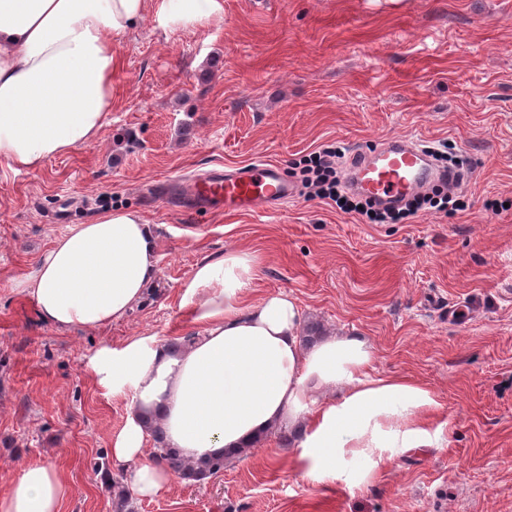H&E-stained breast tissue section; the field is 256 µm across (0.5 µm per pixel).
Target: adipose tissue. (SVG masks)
Listing matches in <instances>:
<instances>
[{"label": "adipose tissue", "mask_w": 512, "mask_h": 512, "mask_svg": "<svg viewBox=\"0 0 512 512\" xmlns=\"http://www.w3.org/2000/svg\"><path fill=\"white\" fill-rule=\"evenodd\" d=\"M148 0H0V159L38 170L97 141L112 105L116 48ZM218 0H167L159 20L191 24ZM155 233L140 211L117 209L56 237L19 286L51 327L99 329L123 320L156 284ZM257 260L236 249L199 262L181 297L197 330L179 351L151 336L104 345L85 370L102 389L129 392L112 460L131 465L142 498L171 476L149 450L190 462L219 458L276 429L304 427L299 462L319 484L359 488L378 462L432 447L425 385L371 375L363 337L332 334L306 345L300 308L286 292L251 304ZM71 488L53 466L24 464L0 512H61Z\"/></svg>", "instance_id": "adipose-tissue-1"}]
</instances>
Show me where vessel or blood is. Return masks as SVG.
<instances>
[{"instance_id":"b4317fda","label":"vessel or blood","mask_w":512,"mask_h":512,"mask_svg":"<svg viewBox=\"0 0 512 512\" xmlns=\"http://www.w3.org/2000/svg\"><path fill=\"white\" fill-rule=\"evenodd\" d=\"M350 188L392 205L425 191L433 184L455 186L452 172L432 166L412 142L387 141L372 153L354 154L347 163ZM196 201L202 209L228 213H249L258 208L273 209L295 195V186L267 161H256L230 172H213L205 182L195 184Z\"/></svg>"}]
</instances>
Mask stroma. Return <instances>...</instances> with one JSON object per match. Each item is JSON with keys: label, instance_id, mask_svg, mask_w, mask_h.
<instances>
[{"label": "stroma", "instance_id": "35a3bbf8", "mask_svg": "<svg viewBox=\"0 0 512 512\" xmlns=\"http://www.w3.org/2000/svg\"><path fill=\"white\" fill-rule=\"evenodd\" d=\"M117 50L97 141L36 171L0 159V492L19 468L56 467L61 512H112L99 466L129 401L85 371L100 346L167 343L195 265L259 260L248 302L294 297L321 328L366 337L373 371L428 386L437 442L379 462L363 488L318 484L297 445L269 437L194 483L172 479L134 512H512V0H219L197 24L154 13ZM392 138L448 144L467 162L462 208L364 224L321 200L183 215L150 185L256 160L290 175L326 147ZM156 232L157 287L120 322L60 331L19 283L55 236L116 208Z\"/></svg>", "mask_w": 512, "mask_h": 512}]
</instances>
